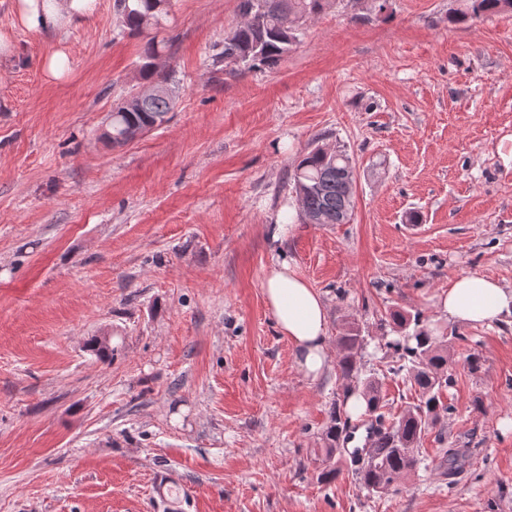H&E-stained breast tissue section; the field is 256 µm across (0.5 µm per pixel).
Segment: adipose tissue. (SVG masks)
Returning a JSON list of instances; mask_svg holds the SVG:
<instances>
[{"label": "adipose tissue", "instance_id": "adipose-tissue-1", "mask_svg": "<svg viewBox=\"0 0 512 512\" xmlns=\"http://www.w3.org/2000/svg\"><path fill=\"white\" fill-rule=\"evenodd\" d=\"M96 0H17L24 26L54 31L82 23ZM265 304L292 349L298 369L310 381L320 380L329 362L326 308L320 293L288 261L272 264L263 283ZM439 306L450 322L488 326L512 314V289L485 274L466 273L450 281Z\"/></svg>", "mask_w": 512, "mask_h": 512}]
</instances>
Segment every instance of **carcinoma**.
Instances as JSON below:
<instances>
[{"label": "carcinoma", "instance_id": "obj_1", "mask_svg": "<svg viewBox=\"0 0 512 512\" xmlns=\"http://www.w3.org/2000/svg\"><path fill=\"white\" fill-rule=\"evenodd\" d=\"M167 0H119L123 22L132 33L160 29L168 16ZM329 0H239L240 22L224 37L218 59L236 56L245 68L258 65L274 67L300 42L301 23L317 16ZM512 11V0H466L465 9L448 16L450 23H466L486 15ZM166 42L151 41L145 49L141 72L156 91L135 103L112 110L114 147L129 143L125 133L132 127H160L167 123L175 106L173 71L161 61ZM355 171L351 157L341 150L315 148L298 161L292 174L303 222L345 224L352 207L347 205V182ZM400 327L413 326L392 342L408 363L410 381L418 387L419 403L393 422L385 424L367 457L355 466L359 484L370 493L384 494L396 487L416 465L417 449L423 434L438 421L443 406L441 395L452 383L448 374V346L445 336L435 327L423 324L420 314L392 315ZM343 354L338 366L346 378L353 377L358 351L365 337L356 328L339 338ZM367 400V412L386 419L385 407L375 382L367 381L361 390ZM349 416L342 405L333 407L330 424L324 431V457L327 469L323 477L331 479L342 464L341 444Z\"/></svg>", "mask_w": 512, "mask_h": 512}]
</instances>
